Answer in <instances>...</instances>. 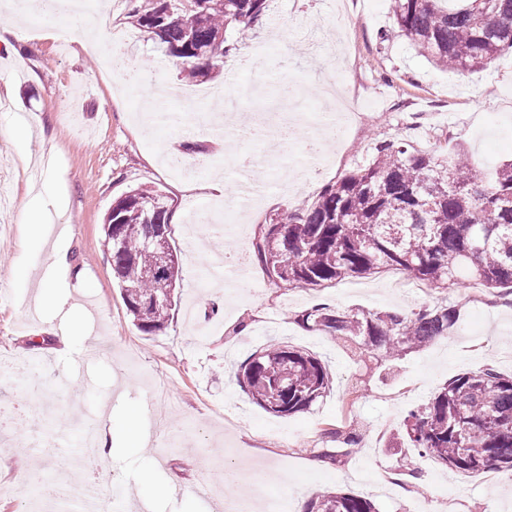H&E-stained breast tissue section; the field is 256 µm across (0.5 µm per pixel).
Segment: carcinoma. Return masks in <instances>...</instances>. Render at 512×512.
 Here are the masks:
<instances>
[{
    "label": "carcinoma",
    "instance_id": "obj_1",
    "mask_svg": "<svg viewBox=\"0 0 512 512\" xmlns=\"http://www.w3.org/2000/svg\"><path fill=\"white\" fill-rule=\"evenodd\" d=\"M138 30L180 61L184 77L203 81L262 23L270 0H129ZM398 33L436 67L480 69L512 49V0H390ZM454 150L446 157L405 141H381L376 154L327 185L306 209L277 215L252 242L272 285L324 287L345 278L398 267L430 284L477 281L512 295V160L487 179ZM169 197L137 187L112 204L106 243L122 299L143 334L162 332L179 286V259L170 257L168 296L152 294L162 279L149 239L155 228L171 239ZM459 314L443 300L407 315L341 311L317 305L299 321L368 353L392 357L453 334ZM240 387L265 412L285 417L307 410L329 390L315 356L279 342L241 365ZM409 447L460 472L512 471V375L486 368L460 374L424 406L408 412ZM307 512H376L367 498L327 492Z\"/></svg>",
    "mask_w": 512,
    "mask_h": 512
}]
</instances>
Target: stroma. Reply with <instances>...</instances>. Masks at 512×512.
Returning <instances> with one entry per match:
<instances>
[{"mask_svg":"<svg viewBox=\"0 0 512 512\" xmlns=\"http://www.w3.org/2000/svg\"><path fill=\"white\" fill-rule=\"evenodd\" d=\"M106 40L126 61L174 87L165 119L141 122L144 98L104 57L85 54L68 16L29 13L24 39L0 14V185L12 192L0 219L14 227L10 246H0V357L48 354L47 366L16 368L0 380V409L16 412L0 433V512H27L43 482L72 485L105 481L123 500L148 504L151 512H224V473L248 470L249 449L263 452L288 479L267 491L310 502L341 491L370 499L378 512H512V472L502 484H477L410 448L388 442L408 411L427 402L449 379L491 368L511 375L512 304L486 288H393L396 269L348 278L325 288L270 286L259 263L248 288L230 293L210 270L213 255H247L264 224L283 211L311 205L345 172L365 164L381 140H403L444 156L465 149L475 174L485 175L512 158V50L483 69L444 72L393 34L389 0H358L349 12L336 0H283L263 25L224 60L214 78L188 84L154 41L138 35L128 0H111ZM287 30L290 41L276 40ZM262 56L274 83L299 91L308 122L269 163L241 172L224 149V134L189 124L188 107L209 108L216 89L231 93L254 80L252 58ZM336 82L354 111L368 120L348 128L308 187L268 192L291 181L309 131L322 121V87ZM41 127L27 129L31 114ZM205 147V162L183 164L186 140ZM223 172L229 188L250 179L259 195L251 208L234 212L223 198H199L195 185ZM156 185L173 205L172 245L180 261V286L164 332L147 336L133 325L113 278L103 224L112 203L131 188ZM65 210L67 245L85 286L61 312H34L41 283L54 281L49 248L24 245L23 216L38 210L55 217ZM57 291L63 282L54 281ZM448 299L459 310L456 336L396 358H366L328 335L302 326L297 317L318 304L343 310L411 311ZM82 322L69 349L58 336ZM309 352L325 365L330 390L310 409L275 417L255 404L236 381L239 366L270 342ZM141 408L146 443L115 440L111 457L99 459L63 446L64 435L97 426L110 413L120 427ZM359 425L364 440L340 462L323 459L335 427ZM419 469L411 479L410 469ZM152 478L143 487V475Z\"/></svg>","mask_w":512,"mask_h":512,"instance_id":"stroma-1","label":"stroma"}]
</instances>
